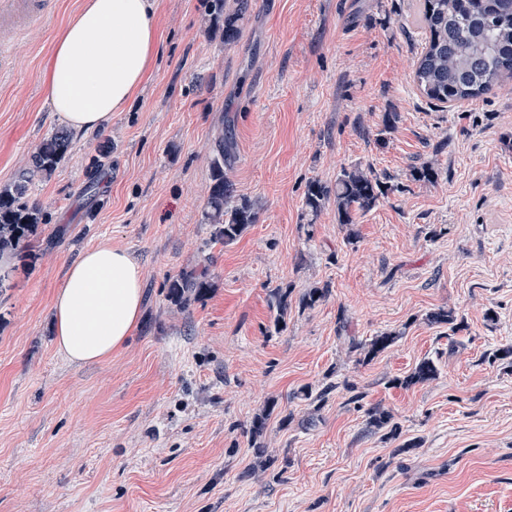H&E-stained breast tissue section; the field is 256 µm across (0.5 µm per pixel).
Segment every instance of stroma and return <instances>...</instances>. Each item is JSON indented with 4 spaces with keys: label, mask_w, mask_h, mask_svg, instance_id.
<instances>
[{
    "label": "stroma",
    "mask_w": 512,
    "mask_h": 512,
    "mask_svg": "<svg viewBox=\"0 0 512 512\" xmlns=\"http://www.w3.org/2000/svg\"><path fill=\"white\" fill-rule=\"evenodd\" d=\"M417 2L250 0L228 49L211 0H159L152 80L33 182L45 222L0 282V512H512V360L494 357L512 344V85L430 104ZM80 3L53 0L0 68V187L62 126L41 74ZM221 137L255 213L230 243L203 222ZM352 167L384 196L353 227L332 201L308 222L309 184ZM104 241L138 260L143 317L74 366L51 302ZM202 268L208 292L178 309L167 279ZM442 309L454 323L430 322ZM425 359L435 379L404 385ZM400 334L397 332H383L374 336L369 343H356L354 348L364 352V357L367 359L375 358L379 353L387 350L393 346L399 339Z\"/></svg>",
    "instance_id": "stroma-1"
}]
</instances>
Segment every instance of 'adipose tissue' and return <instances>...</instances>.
Wrapping results in <instances>:
<instances>
[{"label": "adipose tissue", "mask_w": 512, "mask_h": 512, "mask_svg": "<svg viewBox=\"0 0 512 512\" xmlns=\"http://www.w3.org/2000/svg\"><path fill=\"white\" fill-rule=\"evenodd\" d=\"M157 0H83L57 39L43 74L51 112L90 134L111 125L144 87L159 53ZM143 304L137 260L102 243L70 263L53 298L54 345L82 366L111 359L138 328Z\"/></svg>", "instance_id": "obj_1"}]
</instances>
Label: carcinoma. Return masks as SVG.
I'll return each mask as SVG.
<instances>
[{
	"label": "carcinoma",
	"instance_id": "1",
	"mask_svg": "<svg viewBox=\"0 0 512 512\" xmlns=\"http://www.w3.org/2000/svg\"><path fill=\"white\" fill-rule=\"evenodd\" d=\"M248 10V0H236L233 10L224 13L220 37L224 46L235 44L239 22ZM417 22L428 32L425 50L418 57L413 80L431 102L454 106L481 98L494 88L512 81V0H422ZM69 135L61 130L44 139L32 156L31 164L12 184L0 188V259L9 257L42 223L41 211L22 202L34 179L54 171L67 153ZM212 176L205 223L213 227V239L224 243L239 236L255 220L251 205L233 195L224 180V144L218 141L211 163ZM381 182L361 169H344L330 189L318 181L310 183L305 206L318 216L329 199L336 203L338 223L354 224V213L370 210L383 194ZM210 287L205 270L182 272L169 279L167 298L178 306L204 296ZM397 332H383L368 343L353 348L367 359L393 346ZM437 374L433 361L424 359L401 381L405 386L423 384ZM371 423L378 429L397 426L392 415L376 406L369 410Z\"/></svg>",
	"mask_w": 512,
	"mask_h": 512
}]
</instances>
